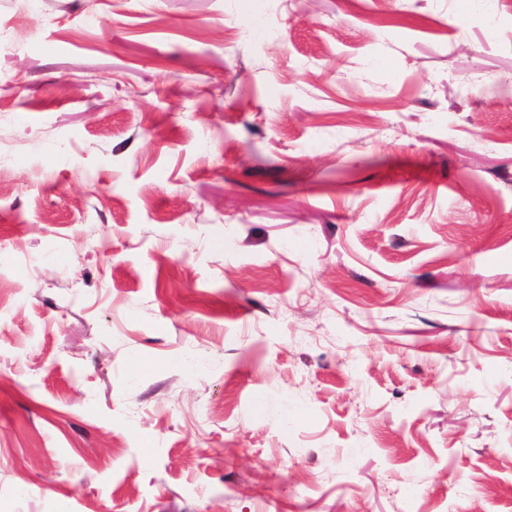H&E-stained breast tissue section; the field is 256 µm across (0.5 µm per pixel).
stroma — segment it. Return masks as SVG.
<instances>
[{
	"instance_id": "1",
	"label": "stroma",
	"mask_w": 512,
	"mask_h": 512,
	"mask_svg": "<svg viewBox=\"0 0 512 512\" xmlns=\"http://www.w3.org/2000/svg\"><path fill=\"white\" fill-rule=\"evenodd\" d=\"M0 0V512H512V5Z\"/></svg>"
}]
</instances>
